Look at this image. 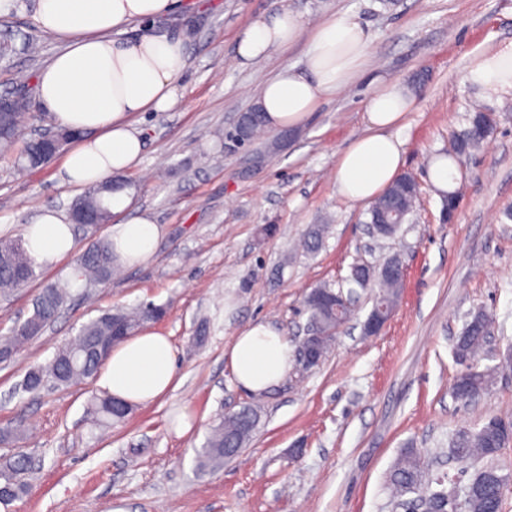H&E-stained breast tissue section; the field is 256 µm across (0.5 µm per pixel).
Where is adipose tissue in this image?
Returning <instances> with one entry per match:
<instances>
[{
  "label": "adipose tissue",
  "mask_w": 512,
  "mask_h": 512,
  "mask_svg": "<svg viewBox=\"0 0 512 512\" xmlns=\"http://www.w3.org/2000/svg\"><path fill=\"white\" fill-rule=\"evenodd\" d=\"M177 0H37L38 27L63 49L37 75L41 109L75 131L60 176L87 186L137 165L143 143L131 124L138 112H164L179 103L174 84L186 67L181 38L159 27ZM310 35L305 67L284 69L267 81L259 104L268 129L299 126L320 102L346 89L362 72L371 36L350 13L334 15L306 33L300 15L280 8L254 17L236 37L240 64L259 61ZM465 82L486 94L512 90V50L474 56ZM365 102L367 131L340 155L336 189L353 202L378 197L400 175L404 156L398 136L412 100L396 82L374 79ZM160 228L144 216L112 226L110 238L122 264L135 266L155 252ZM25 245L41 266L52 268L74 249L71 223L42 210L23 230ZM237 383L251 393L277 387L293 362L287 336L259 322L236 336L226 353ZM98 386L135 405L158 399L176 384L174 348L167 336L144 328L112 349Z\"/></svg>",
  "instance_id": "1"
}]
</instances>
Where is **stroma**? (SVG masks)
I'll use <instances>...</instances> for the list:
<instances>
[{"label": "stroma", "mask_w": 512, "mask_h": 512, "mask_svg": "<svg viewBox=\"0 0 512 512\" xmlns=\"http://www.w3.org/2000/svg\"><path fill=\"white\" fill-rule=\"evenodd\" d=\"M180 2L179 20L195 34L176 82L179 105L137 116L143 151L125 173L133 184L126 215L158 224L157 250L90 299L73 298L43 336L0 366V429L25 431L0 443V462L23 454L36 468L27 493L0 512H394L389 475L402 449L453 475V433L512 415V368L470 404L452 395V344L467 313L493 316L494 349L512 345V92L488 96L463 80L474 54L512 48V0H399L390 11L380 0H288L309 27L355 13L372 35L368 68L301 126L243 147L224 144L226 132L283 67L303 69L310 41L242 66L238 32L279 0ZM4 28L14 31L16 50L0 63L2 94L31 86L61 48L37 27L30 0H0ZM31 37L39 56L24 47ZM380 75L413 100L399 135L403 170L418 179L421 196L397 236L377 242L366 233L367 203L338 193L336 164L366 129L364 103ZM478 108L494 112L496 126L458 167L460 204L447 223L430 167ZM59 168L55 160L20 177L0 159V237L20 236L41 209L67 214L80 191L61 183ZM315 224L329 227L318 248L297 249ZM269 225L274 233L264 234ZM393 255L403 263V288L383 331L363 335L373 292H359L318 366L294 364L264 394L238 387L224 353L242 329L269 322L298 344L313 288L339 287L355 261L379 265ZM70 273L67 259L40 268L0 303V334L32 314L44 285ZM145 302L167 309L153 328L174 345L176 389L108 428L94 427L87 413L100 392L95 381L22 391L27 369L50 360L82 323ZM247 405L259 411L250 441L221 467L198 469L213 421Z\"/></svg>", "instance_id": "35a3bbf8"}]
</instances>
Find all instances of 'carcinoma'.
I'll return each mask as SVG.
<instances>
[{
  "mask_svg": "<svg viewBox=\"0 0 512 512\" xmlns=\"http://www.w3.org/2000/svg\"><path fill=\"white\" fill-rule=\"evenodd\" d=\"M34 118L32 107L22 103L18 112H0V155L6 156L14 150L16 142L24 134L25 123ZM244 128L240 139L252 143L264 134V119L260 109L245 113L239 122ZM483 141L472 136V128L457 134L444 156L459 162L461 150L471 154ZM49 163L43 151L41 138H32L16 157L14 164L19 172H35ZM127 181L114 175L106 181L87 187L85 192L72 201L80 209L97 212L99 223L112 220V192L125 189ZM418 202L414 181L402 175L368 209L369 223L376 225V233L382 238L397 234L406 215ZM117 267L112 244L107 238H98L80 250L74 262V279L82 282V294L107 283ZM37 277V264L26 250L24 242L17 239H0V301H8ZM347 284L360 288H378L371 313L384 317L396 306L401 280L393 276H377L366 284L359 264L351 266ZM73 297L71 289L57 284H48L38 293L33 302V313L11 327L8 334L0 336V363H10L29 342L39 338L52 324L59 312ZM309 297L319 302L308 305L310 319L320 329L316 348L325 355L336 339V334L351 317L350 295L344 291L334 292L320 286L313 289ZM166 313L162 305L146 303L134 308L118 307L83 323L77 334L57 349L51 361L28 368L23 387L30 393H38L52 386L72 388L93 377L103 361L95 348L101 344H117L120 339L114 332L123 329L134 333L149 322L161 319ZM491 317L483 310L472 313L466 320L462 332L456 336L453 355L461 366L457 373L452 393L456 400L469 402L466 393H486L495 384L499 366L478 369V358L489 343ZM130 408L112 403V396H94L88 403V413L99 425L120 422L126 418ZM511 423L512 417L492 416L482 426L461 428L451 438L448 452L462 464L480 462L482 466L472 475L462 470L458 477L466 479L461 494L455 495L452 486L455 479L430 476L423 465L420 454L414 448L404 449L394 465L391 485L395 509L409 510L414 499H423L428 512H502L504 492L512 485V466L500 461L502 450L512 444V437L505 433L502 423ZM258 423L257 409L247 406L238 412L216 419L206 436V441L197 452V464L201 468L216 467L224 458L237 452L252 437ZM30 462L24 455L9 460L0 467V504L8 506L23 494L28 487Z\"/></svg>",
  "mask_w": 512,
  "mask_h": 512,
  "instance_id": "carcinoma-1",
  "label": "carcinoma"
}]
</instances>
